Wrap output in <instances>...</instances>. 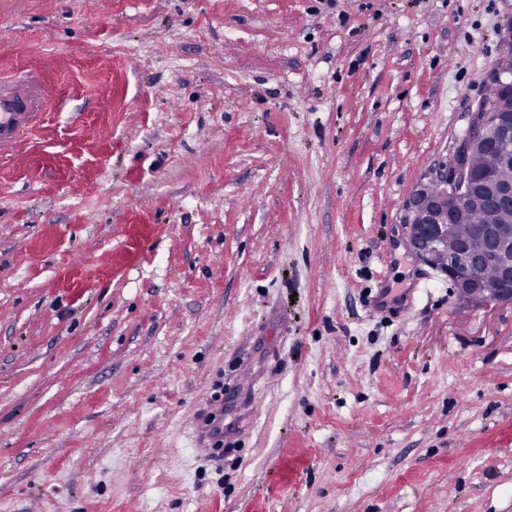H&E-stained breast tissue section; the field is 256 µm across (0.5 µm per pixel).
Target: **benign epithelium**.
Segmentation results:
<instances>
[{
  "instance_id": "1",
  "label": "benign epithelium",
  "mask_w": 512,
  "mask_h": 512,
  "mask_svg": "<svg viewBox=\"0 0 512 512\" xmlns=\"http://www.w3.org/2000/svg\"><path fill=\"white\" fill-rule=\"evenodd\" d=\"M478 151L492 152L503 161L512 159V115L505 112L471 113L466 134L449 165L434 169L426 184L417 188L406 204L402 239L406 248L423 264L448 276L468 298V307L481 308L512 300V224H485L472 247L464 246L469 264L492 266L498 272L496 287L472 279L448 243L457 234L450 220L458 205L474 189L470 161ZM498 208L512 209V183L494 191Z\"/></svg>"
}]
</instances>
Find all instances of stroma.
Returning <instances> with one entry per match:
<instances>
[{"label": "stroma", "mask_w": 512, "mask_h": 512, "mask_svg": "<svg viewBox=\"0 0 512 512\" xmlns=\"http://www.w3.org/2000/svg\"><path fill=\"white\" fill-rule=\"evenodd\" d=\"M511 34L512 0H0V84L43 96L0 158V512H512V301L397 244Z\"/></svg>", "instance_id": "stroma-1"}]
</instances>
